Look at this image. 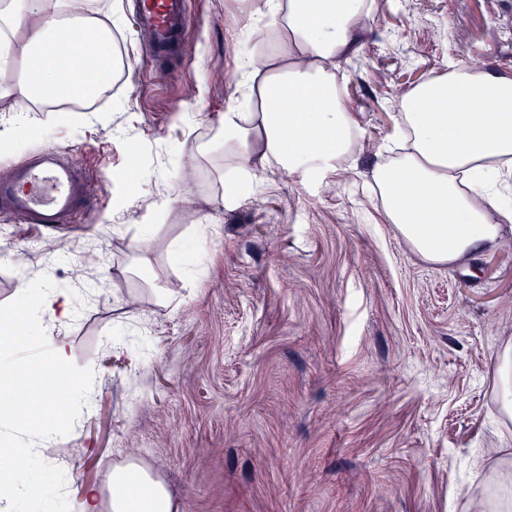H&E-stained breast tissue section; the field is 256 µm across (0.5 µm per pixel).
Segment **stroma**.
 <instances>
[{
  "mask_svg": "<svg viewBox=\"0 0 512 512\" xmlns=\"http://www.w3.org/2000/svg\"><path fill=\"white\" fill-rule=\"evenodd\" d=\"M178 59L140 57L107 95L32 113L0 150V177L43 146L86 171L94 209L42 233L0 216V314L20 277L72 293L55 327L90 398L52 403L49 482L84 485L134 461L178 512H476L512 502V420L497 368L512 343V230L458 265L425 260L382 223L369 172L413 86L449 66L512 77V0H376L339 87L362 136L353 168L301 181L280 170L224 207L217 118L235 88L238 0H191ZM207 86L198 97V86ZM210 155L185 165L186 147ZM172 199L152 223L159 195ZM149 264H138L137 242ZM169 290L160 299L155 289Z\"/></svg>",
  "mask_w": 512,
  "mask_h": 512,
  "instance_id": "35a3bbf8",
  "label": "stroma"
}]
</instances>
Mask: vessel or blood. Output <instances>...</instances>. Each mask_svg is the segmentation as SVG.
Segmentation results:
<instances>
[{
  "instance_id": "obj_1",
  "label": "vessel or blood",
  "mask_w": 512,
  "mask_h": 512,
  "mask_svg": "<svg viewBox=\"0 0 512 512\" xmlns=\"http://www.w3.org/2000/svg\"><path fill=\"white\" fill-rule=\"evenodd\" d=\"M131 10L142 54L155 63L168 62L190 28L189 0H131ZM84 179L72 158L42 149L0 180V214L47 230L79 221L91 208Z\"/></svg>"
}]
</instances>
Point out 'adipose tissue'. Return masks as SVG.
Masks as SVG:
<instances>
[{"instance_id":"ef3b65f1","label":"adipose tissue","mask_w":512,"mask_h":512,"mask_svg":"<svg viewBox=\"0 0 512 512\" xmlns=\"http://www.w3.org/2000/svg\"><path fill=\"white\" fill-rule=\"evenodd\" d=\"M250 16L267 18L275 48L261 57L240 55V74L217 125L224 137V163L257 175L271 169L301 179L341 171L361 135V125L336 91V64L356 53L366 34L374 0H246ZM120 17L117 0H0V64L25 63V77L0 86V100L36 107L82 99L101 90L118 65L110 39ZM396 126L402 152L377 164L373 179L387 223L393 224L426 260L452 264L484 245L497 243L503 222L492 223L488 190L468 184L482 169L498 177L512 166V78L489 70L449 68L416 85L402 98ZM18 309L31 316L45 307L50 322L77 317L67 295L51 282L32 288L19 280ZM45 341L44 364L17 373L21 338ZM46 399L62 382L91 391L90 379L70 368V347L45 336L39 325L17 329L0 323V421L20 422L21 407L8 395L15 380ZM34 459L29 436L0 440V473L16 476L15 503L35 492L28 474ZM112 512H177L166 484L135 463L113 466L107 476Z\"/></svg>"}]
</instances>
